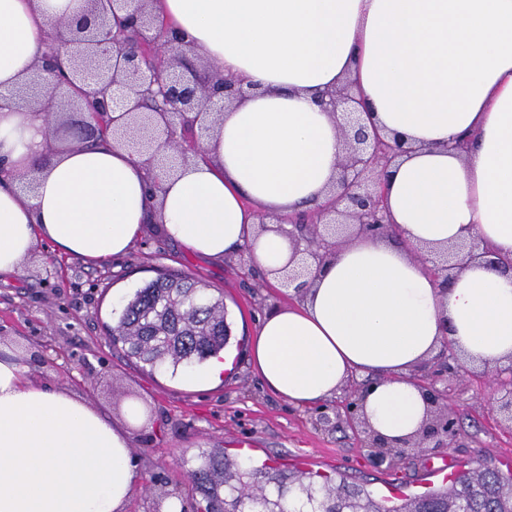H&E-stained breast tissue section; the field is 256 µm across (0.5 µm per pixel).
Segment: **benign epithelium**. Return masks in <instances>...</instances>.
I'll return each mask as SVG.
<instances>
[{
	"label": "benign epithelium",
	"mask_w": 512,
	"mask_h": 512,
	"mask_svg": "<svg viewBox=\"0 0 512 512\" xmlns=\"http://www.w3.org/2000/svg\"><path fill=\"white\" fill-rule=\"evenodd\" d=\"M107 2L106 7L102 0H90L86 13L54 22L52 47L33 78L13 93L15 100L44 114L50 135L65 110L83 113L86 140L109 134L149 170L171 168L189 153L203 154L202 140L186 147L175 140L176 124L192 132L201 119L242 99L247 91L227 78L201 82L186 69L189 47L153 16L149 0ZM322 103L327 111L343 116L346 155L329 201L288 232L295 252L303 255L299 269L286 274L287 284L297 293L307 287L312 267L323 266L339 242L395 234L396 225L389 221L386 208L387 177L396 158L411 150L401 137L388 139L374 124H366L359 110L364 102L352 83L345 81L325 92ZM433 255L430 271L443 288L476 259L493 269L512 271L511 261L492 256L475 236ZM501 386L505 393L499 410L512 427V378ZM423 390L429 412L422 430L396 442L369 429L359 413V400L346 398L339 408L365 447L381 459L402 454L406 448H447L457 437L453 408L433 389Z\"/></svg>",
	"instance_id": "benign-epithelium-1"
}]
</instances>
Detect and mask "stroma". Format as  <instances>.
<instances>
[{
	"label": "stroma",
	"instance_id": "obj_1",
	"mask_svg": "<svg viewBox=\"0 0 512 512\" xmlns=\"http://www.w3.org/2000/svg\"><path fill=\"white\" fill-rule=\"evenodd\" d=\"M241 262L237 254L220 261L191 255L148 224L124 255L87 261L42 240L20 273L0 277V341L21 351L40 382L74 391L127 427L140 481L126 512H154L167 492L195 498L186 471L197 465L198 454L211 448L233 454L244 439L251 442L247 453L254 464L302 462L343 475L378 498L394 487L414 494L439 485L431 466L444 460L454 470L512 469V430L501 425L496 411L500 391L489 369L458 355L450 374L435 384L454 408L456 442L406 449L393 467L364 448L337 415L335 399L299 408L267 389L250 363V341L267 313L297 297ZM160 270L188 272L222 292L233 339L231 364L220 383L197 386L182 375L146 374L106 344L117 311Z\"/></svg>",
	"mask_w": 512,
	"mask_h": 512
}]
</instances>
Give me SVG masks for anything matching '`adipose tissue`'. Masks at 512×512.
Masks as SVG:
<instances>
[{"label": "adipose tissue", "instance_id": "1", "mask_svg": "<svg viewBox=\"0 0 512 512\" xmlns=\"http://www.w3.org/2000/svg\"><path fill=\"white\" fill-rule=\"evenodd\" d=\"M86 0H0V274L39 240L102 260L145 224L195 255L247 247L273 282L294 254L258 216L327 199L342 158L339 119L321 95L351 77L375 124L412 150L391 167L399 243L341 247L292 307L251 339L262 381L298 407L378 376L361 411L388 439L415 435L427 401L411 370L447 345L469 361L512 360V272L470 263L446 289L414 256L475 235L512 258V0H153L211 72L250 89L221 113L204 156L151 175L110 140L53 150L41 113L10 97ZM462 139L463 151L449 150ZM130 434L65 389L0 354V512H125L138 483Z\"/></svg>", "mask_w": 512, "mask_h": 512}]
</instances>
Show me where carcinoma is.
Wrapping results in <instances>:
<instances>
[{"label": "carcinoma", "mask_w": 512, "mask_h": 512, "mask_svg": "<svg viewBox=\"0 0 512 512\" xmlns=\"http://www.w3.org/2000/svg\"><path fill=\"white\" fill-rule=\"evenodd\" d=\"M231 323L221 296L183 273H163L137 289L108 328V342L153 372L171 375L198 366L229 343ZM247 480L226 468L224 454L213 451L189 473L200 499L180 512H268L284 510L287 483H299L293 512H327L336 506L366 512H512V471L485 468L454 474L444 489L428 491L397 507L385 508L360 487L326 486L306 480V473L285 474L264 466L243 465Z\"/></svg>", "instance_id": "1"}]
</instances>
